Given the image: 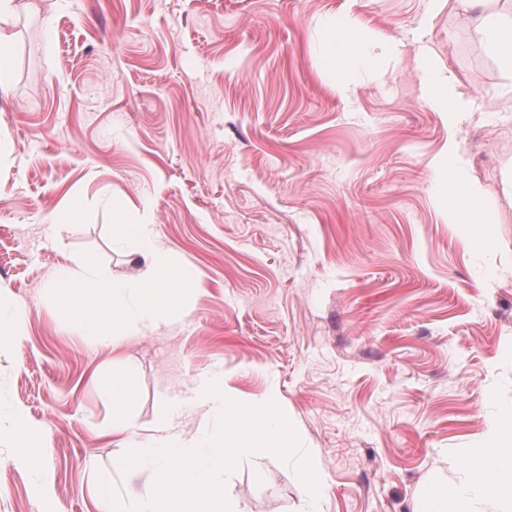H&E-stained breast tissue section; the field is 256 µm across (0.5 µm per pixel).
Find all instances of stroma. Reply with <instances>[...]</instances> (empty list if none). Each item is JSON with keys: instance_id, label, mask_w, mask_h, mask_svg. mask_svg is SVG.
Here are the masks:
<instances>
[{"instance_id": "35a3bbf8", "label": "stroma", "mask_w": 512, "mask_h": 512, "mask_svg": "<svg viewBox=\"0 0 512 512\" xmlns=\"http://www.w3.org/2000/svg\"><path fill=\"white\" fill-rule=\"evenodd\" d=\"M343 16L401 55L334 69ZM0 32V288L26 319L0 345V418L45 431L38 469L0 431V512H108L91 487L119 449L94 375L123 360L141 441L165 414L195 432L220 375L319 455V512H421L430 473L512 408V73L469 16L446 0H16ZM422 53L467 99L457 129L421 91ZM452 138L494 228L477 251L432 166ZM116 202L198 288L115 350L48 286L67 257L137 274L112 246ZM227 485L244 512L304 508L290 461L244 459Z\"/></svg>"}]
</instances>
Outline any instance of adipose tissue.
I'll return each instance as SVG.
<instances>
[{"instance_id": "ef3b65f1", "label": "adipose tissue", "mask_w": 512, "mask_h": 512, "mask_svg": "<svg viewBox=\"0 0 512 512\" xmlns=\"http://www.w3.org/2000/svg\"><path fill=\"white\" fill-rule=\"evenodd\" d=\"M459 9L470 13L476 31L503 70L512 72V18L494 11L490 0H459ZM331 65L372 66L378 53H399L397 44L386 42L370 50L357 35L356 21L345 18L329 33ZM425 93L429 103L443 112L450 126L463 119L465 99L453 75L436 72L429 58H422ZM446 193L453 223L468 225L470 243L491 241L493 228L481 220L484 203L481 186L474 183L456 141L446 150ZM112 239L130 261L142 264L141 278L127 280L106 274L89 256L59 266L50 291L60 306L78 320L86 335L112 343L145 329L160 328L180 310L196 282L193 269L178 263L169 249L160 245L155 228L138 223L121 205L112 207ZM423 495L426 512H477V504L493 512H512V410L488 422L483 443L472 449L461 482L448 484L442 471L429 477Z\"/></svg>"}]
</instances>
